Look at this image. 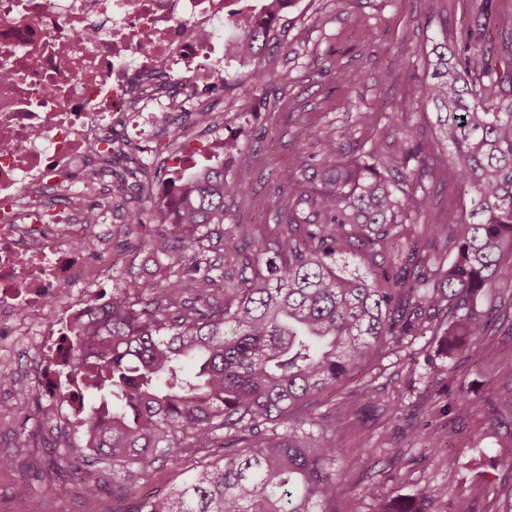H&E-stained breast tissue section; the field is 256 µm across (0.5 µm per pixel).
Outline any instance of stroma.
<instances>
[{
  "instance_id": "35a3bbf8",
  "label": "stroma",
  "mask_w": 512,
  "mask_h": 512,
  "mask_svg": "<svg viewBox=\"0 0 512 512\" xmlns=\"http://www.w3.org/2000/svg\"><path fill=\"white\" fill-rule=\"evenodd\" d=\"M487 8L494 48L512 41V0H295L278 24V35L257 62L287 83L265 88L259 99L224 87V131L244 132L252 163L233 171L240 192L226 203L235 224H262L275 233L271 204L282 176L297 161L313 166L334 162L336 148L318 132L332 125L338 146L388 133L382 112H405L419 135L431 138L434 109L416 101L415 88L427 77L426 53L440 36L448 51L462 56L464 24ZM307 34L295 39L297 30ZM411 39H404L405 31ZM400 67L390 79L381 73L394 58ZM483 308L493 314L490 335L448 345L426 335L386 343L365 369L371 388L351 380L323 407L344 414L336 436L344 448L361 449L349 469L340 470L346 491L336 512H380L385 498L410 497L429 489L426 512H447L450 501L467 498L472 512H503L512 500V373L501 367L512 356V286L486 292ZM483 403L466 411L464 400ZM36 397L24 404L0 395V448L16 450L36 426ZM456 430L451 450L425 449L422 433L441 425ZM66 442L29 448L19 465L0 471V512H20L14 491L26 483L44 503V512H112L111 496L89 501L68 482L49 481L48 465L59 460Z\"/></svg>"
}]
</instances>
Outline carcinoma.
<instances>
[{
  "label": "carcinoma",
  "instance_id": "1",
  "mask_svg": "<svg viewBox=\"0 0 512 512\" xmlns=\"http://www.w3.org/2000/svg\"><path fill=\"white\" fill-rule=\"evenodd\" d=\"M293 2L263 0L259 16L233 9L224 49L241 66L255 62ZM441 38L418 87L436 108L433 140L406 124L316 176L293 168L278 190L275 237L262 224L238 225L254 253L230 238L224 260L200 254L191 298L176 287L178 256L203 250L211 226L226 220L225 200L239 192L230 166L250 163L246 146L224 139V161L187 173L175 207L154 202L148 219L166 229L152 252L170 262L153 279L119 285L112 309L69 336L71 373L98 398L76 431L92 459L113 465L112 512H327L343 492L336 464L353 458L336 445L342 419L321 412L324 393L388 340L488 334L481 295L512 283V42L493 62L482 54L451 63L448 29ZM286 82V72L236 78L247 97ZM438 172L467 196L462 212L435 225L441 248L411 223ZM112 174L123 196L143 185L146 165L117 149ZM367 249L388 254V265L347 272ZM454 437L441 427L425 441L440 449ZM187 460L182 484L138 490L154 463ZM106 486L87 477L76 492L95 500ZM428 498L420 486L381 512H424Z\"/></svg>",
  "mask_w": 512,
  "mask_h": 512
}]
</instances>
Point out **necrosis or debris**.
<instances>
[{
	"label": "necrosis or debris",
	"instance_id": "necrosis-or-debris-1",
	"mask_svg": "<svg viewBox=\"0 0 512 512\" xmlns=\"http://www.w3.org/2000/svg\"><path fill=\"white\" fill-rule=\"evenodd\" d=\"M228 2L0 0V324L30 356L6 375L57 426L88 407L66 335L112 305L114 133L164 168L212 157Z\"/></svg>",
	"mask_w": 512,
	"mask_h": 512
}]
</instances>
